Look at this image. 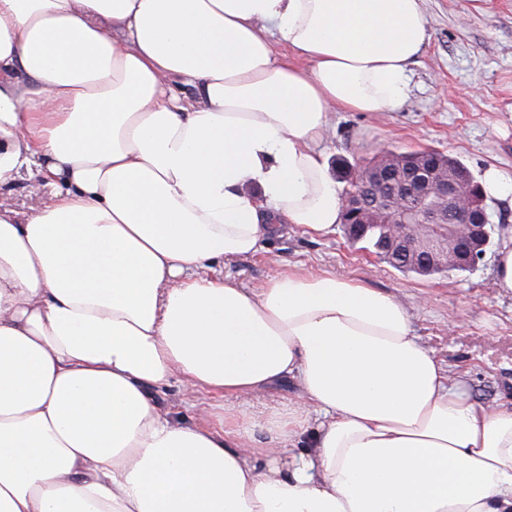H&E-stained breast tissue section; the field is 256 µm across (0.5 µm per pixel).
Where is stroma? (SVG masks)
<instances>
[{"label":"stroma","mask_w":512,"mask_h":512,"mask_svg":"<svg viewBox=\"0 0 512 512\" xmlns=\"http://www.w3.org/2000/svg\"><path fill=\"white\" fill-rule=\"evenodd\" d=\"M428 41L411 67L406 104L388 114L336 111L324 140L331 167L357 168L380 150L435 149L474 178L491 166L512 177V0H424ZM497 229L476 270L422 277L403 273L347 239L278 225L264 253L219 261V276L240 287L264 282L277 264L327 269L399 297L419 342L465 382L471 396L512 406V292L493 283L495 262L512 240V194L488 199ZM175 420L199 422L218 404L171 383L159 398Z\"/></svg>","instance_id":"35a3bbf8"}]
</instances>
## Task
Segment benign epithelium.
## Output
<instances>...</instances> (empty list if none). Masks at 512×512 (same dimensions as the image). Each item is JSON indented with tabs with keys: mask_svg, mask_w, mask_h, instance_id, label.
<instances>
[{
	"mask_svg": "<svg viewBox=\"0 0 512 512\" xmlns=\"http://www.w3.org/2000/svg\"><path fill=\"white\" fill-rule=\"evenodd\" d=\"M439 167L438 162L421 161L401 171L375 169L341 200L349 236L362 239L364 213L376 209L391 215L394 244L401 253H411L414 239L427 230L430 257L451 255L460 266H476L490 241L484 199L471 192L473 179L468 171L460 170V178L450 181L439 176Z\"/></svg>",
	"mask_w": 512,
	"mask_h": 512,
	"instance_id": "7a95c632",
	"label": "benign epithelium"
}]
</instances>
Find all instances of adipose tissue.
<instances>
[{
    "instance_id": "ef3b65f1",
    "label": "adipose tissue",
    "mask_w": 512,
    "mask_h": 512,
    "mask_svg": "<svg viewBox=\"0 0 512 512\" xmlns=\"http://www.w3.org/2000/svg\"><path fill=\"white\" fill-rule=\"evenodd\" d=\"M427 39L423 0H0V512H512V408L394 296L211 272L340 222L331 115L400 109ZM175 381L238 403L176 422ZM29 177L24 174L13 187L10 201L17 212L22 216L32 208L40 206L54 192V186H43L38 195L32 194L28 189Z\"/></svg>"
}]
</instances>
